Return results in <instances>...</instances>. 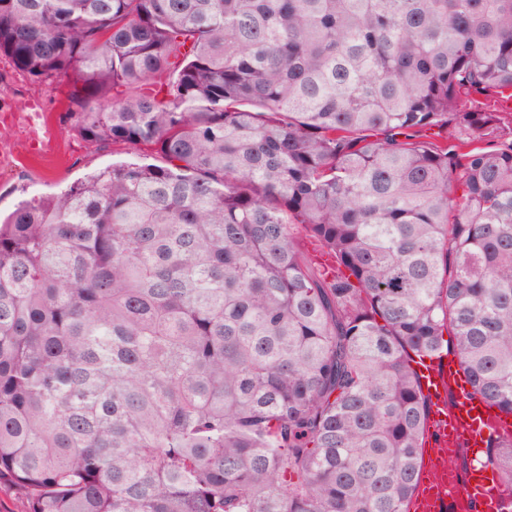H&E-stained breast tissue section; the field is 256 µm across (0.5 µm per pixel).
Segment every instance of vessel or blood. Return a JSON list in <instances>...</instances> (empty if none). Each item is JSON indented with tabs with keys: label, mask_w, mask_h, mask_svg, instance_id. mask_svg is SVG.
Returning <instances> with one entry per match:
<instances>
[{
	"label": "vessel or blood",
	"mask_w": 512,
	"mask_h": 512,
	"mask_svg": "<svg viewBox=\"0 0 512 512\" xmlns=\"http://www.w3.org/2000/svg\"><path fill=\"white\" fill-rule=\"evenodd\" d=\"M422 391L433 405L427 427L429 473L421 477L409 512H445L448 505L502 512L498 478L481 458L490 438L512 433V419L495 412L462 380L458 362L447 354L424 360L418 367ZM474 452L465 478L449 471L437 483L438 469L447 468L459 449Z\"/></svg>",
	"instance_id": "obj_1"
}]
</instances>
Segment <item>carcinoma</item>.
<instances>
[{
	"instance_id": "carcinoma-1",
	"label": "carcinoma",
	"mask_w": 512,
	"mask_h": 512,
	"mask_svg": "<svg viewBox=\"0 0 512 512\" xmlns=\"http://www.w3.org/2000/svg\"><path fill=\"white\" fill-rule=\"evenodd\" d=\"M0 57L136 155L0 218L29 512H408L446 334L512 416V0H0Z\"/></svg>"
}]
</instances>
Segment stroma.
<instances>
[{
	"mask_svg": "<svg viewBox=\"0 0 512 512\" xmlns=\"http://www.w3.org/2000/svg\"><path fill=\"white\" fill-rule=\"evenodd\" d=\"M78 87L70 75L48 92L0 62V124L10 140L0 158V213L9 214L21 200L59 193L125 158L123 147L88 146L71 130L66 110Z\"/></svg>",
	"mask_w": 512,
	"mask_h": 512,
	"instance_id": "stroma-1",
	"label": "stroma"
}]
</instances>
